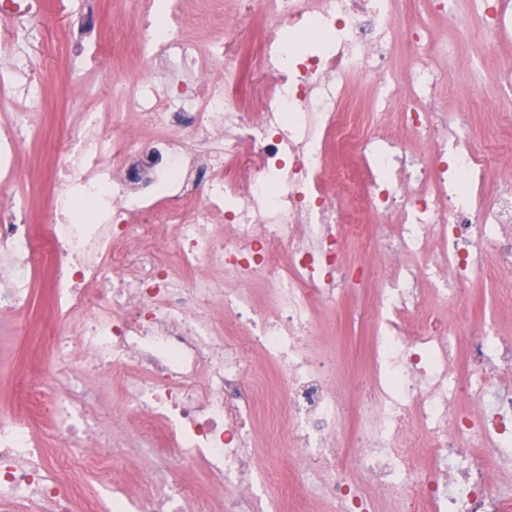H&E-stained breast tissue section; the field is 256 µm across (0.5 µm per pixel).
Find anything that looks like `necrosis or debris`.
I'll return each instance as SVG.
<instances>
[{"label":"necrosis or debris","instance_id":"1","mask_svg":"<svg viewBox=\"0 0 512 512\" xmlns=\"http://www.w3.org/2000/svg\"><path fill=\"white\" fill-rule=\"evenodd\" d=\"M179 2L135 0L145 20L140 51L157 72L124 87L139 122L116 113L107 126L101 113L79 114L54 171L41 239L10 189L21 149L15 129L33 113L18 69L0 70V103L10 107L0 128V313L25 311L31 271L48 259L61 315L52 350L68 394L51 402L42 379L26 386L59 421L54 462L32 424L0 415V512H81L66 465L107 476L125 461L96 444L89 414L98 395L66 366L75 351L85 374L124 376L140 433L163 443L139 494L116 484L82 512H185L183 464L201 467L212 485L231 486L223 512H263L246 424L266 381L225 341L230 326L252 331L262 358L283 369L285 438L324 461L318 491L337 512H389L396 496L416 512H512V494L491 478L492 469L512 470V386L500 380L512 369V336L491 327L465 333L464 405L447 334L418 314L427 293L464 305L463 290L489 250L498 288L512 289V143L475 141L462 115L440 109L443 76L423 49L428 31L404 26L392 0H258L280 30L258 60L272 83L256 112L239 105L237 64L223 58L221 44L183 36ZM471 5V24L453 28L456 42L475 26L494 41L512 37L503 0ZM302 26L318 36L298 46ZM403 29L421 51L401 76L392 58ZM353 75L379 81L371 120L347 107ZM402 130L424 139L430 158L409 150ZM246 157L255 169L231 176ZM495 169L505 176L491 193ZM363 208L393 218L390 235L355 222ZM161 224L169 240L154 235ZM223 224L231 234L218 233ZM353 240L365 264L344 263ZM283 251L282 271L272 257ZM393 255L405 262L379 290L377 399L360 413L363 446L346 467L332 450L345 408L313 359V312L364 287ZM200 268L208 277H196ZM256 285L272 312L255 310ZM206 302L224 305L225 326L198 316ZM424 453L435 460L426 474L414 465Z\"/></svg>","mask_w":512,"mask_h":512}]
</instances>
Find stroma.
<instances>
[{
	"label": "stroma",
	"instance_id": "stroma-1",
	"mask_svg": "<svg viewBox=\"0 0 512 512\" xmlns=\"http://www.w3.org/2000/svg\"><path fill=\"white\" fill-rule=\"evenodd\" d=\"M226 7L234 16L236 34L227 38L224 51L241 64L242 105L257 108L262 104L260 91L266 76L257 70L255 61L261 51L260 37L272 29L274 22L259 12L254 0H228ZM134 8L133 0H96L92 5L87 0H17L13 7L14 25L24 38L28 62L23 82L36 99L35 128L24 135L18 161L19 191L30 223L41 225L50 220L52 173L75 114L89 109L124 111L122 84L151 70L149 60L133 50L140 36ZM394 9L409 22L419 17L428 19L436 67L444 71L455 66L460 76L459 84L442 91L441 107L464 114L472 138L482 140L488 129L499 126L501 113H512V97L496 92L499 73L512 67V42L490 47L476 32L469 44L459 49L451 44L448 20L435 11L434 0H394ZM81 21L93 29L97 43L111 49V71L94 73L91 63L71 52L70 31ZM492 264V254H485L484 277L465 290V315H458L454 308L436 300L422 307L421 315L447 327L462 322L476 329L491 317L498 326L512 325V295L497 289ZM376 309L375 290L365 288L318 305L314 313V352L335 361L329 387L346 404L340 449L347 456L360 445L356 432L358 410L374 399L370 364L376 322L371 314ZM58 321L52 302L51 268L43 262L34 270L33 297L26 312L17 317L0 316V412L31 421L52 457L60 448L54 421L29 402L19 380L54 373L55 358L44 338ZM89 382L102 393L98 415L107 440L113 448L127 451L130 462L127 469L113 471L108 483L94 474L76 471L81 498L86 501L104 497L114 482L138 493L135 476L150 467L155 451L148 448L146 440L131 438L135 424L124 414L125 383L120 378L106 380L99 376L90 377ZM286 425V413H273L262 404L250 426V451L257 474L262 476L269 470L278 474L277 480L261 487L264 500L273 508L282 506L303 479L304 462L295 449L276 444V428Z\"/></svg>",
	"mask_w": 512,
	"mask_h": 512
}]
</instances>
